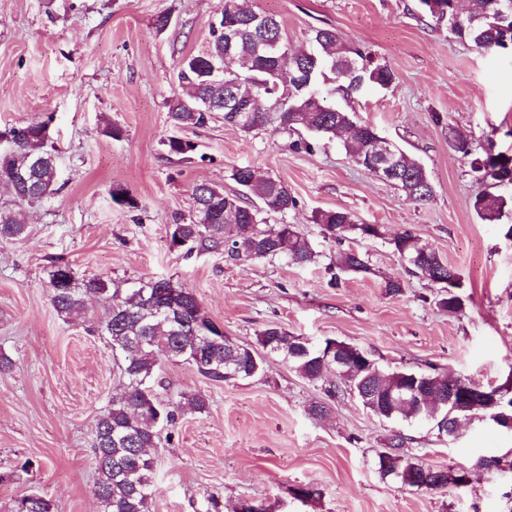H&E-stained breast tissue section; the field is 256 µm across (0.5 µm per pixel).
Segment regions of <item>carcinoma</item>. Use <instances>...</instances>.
I'll return each mask as SVG.
<instances>
[{
	"instance_id": "1",
	"label": "carcinoma",
	"mask_w": 512,
	"mask_h": 512,
	"mask_svg": "<svg viewBox=\"0 0 512 512\" xmlns=\"http://www.w3.org/2000/svg\"><path fill=\"white\" fill-rule=\"evenodd\" d=\"M504 0H420L424 13L436 26L445 25L454 36L476 48L492 52L500 48V16ZM226 7L215 22L209 23L208 49L182 58L178 66L179 85L188 99H176L168 118L175 130L201 128L214 112L224 113V121L245 132L255 129L310 133V139L296 141L293 147L314 151L318 142L338 133L346 134L344 148L351 158L368 154L380 137L367 122L353 120V111L332 101L336 95L350 99L366 87H388L394 80L385 65L360 62L363 55L352 48L333 28L314 30V49L293 53L288 64H279L264 54L261 42L285 40L280 21L255 10L250 0H224ZM239 102L254 108L249 124L232 111ZM49 122H31L11 128L14 149L0 153V184H8L22 173L28 181L14 186L18 204L41 201L57 193V168L53 147L48 144ZM448 141L469 164L484 186L473 202L477 216L488 222L499 219L507 200L492 192L501 185V174H512V155L495 150L492 142L474 143L448 127ZM169 153L186 155L194 145L171 136L164 142ZM401 178L390 182L409 199L424 204L433 196L427 171L417 158L390 143ZM232 179L242 192L227 194L216 185L201 183L193 188L194 211L189 221L169 227L170 245L224 247L231 261L246 259H285L297 265L314 264L319 253L295 224H269L267 216L288 214L298 205L288 184L274 177H260L245 166L233 170ZM253 197L259 204L248 203ZM324 240L337 245L353 238H382L379 224H360L345 210H323L313 216ZM26 232L22 209L0 208V238H20ZM390 244L406 264V271L442 287L440 281L453 279L450 291L440 294L437 304L450 315L465 307L464 283L459 272L434 248L420 243L418 236L404 230ZM333 265L343 274H368L370 267L358 251L336 249ZM55 267L51 275V304L58 314L73 319L86 314L87 300L108 291L100 278H72L59 284ZM172 280L150 279L125 295L112 293V307L98 329L109 336L112 351L122 355L119 365L122 383L97 419L93 452L96 478L94 495L104 512H149L155 459L142 453L156 448L161 431L175 422L176 410L189 404L202 412L206 400L198 394H183L177 402L164 401L157 387L162 385L160 347L169 359L187 363L203 377L217 382L245 379L256 368L264 372V357L250 344L235 347L207 343L218 325L207 316L199 298L189 289L176 287ZM259 344L275 354L309 381L325 379L327 369L320 363L332 344L343 362L336 380L324 384L327 397L350 394L361 400L378 419L386 422L425 421L446 436L454 419L478 414L484 422L512 420V399L491 397L492 389L477 387L471 380L445 373L410 370L384 371L372 354L343 341L327 338L312 344L292 336L278 326L259 334ZM418 388V397L407 393ZM409 438L390 434L388 450L378 454L375 466L383 478L415 487L438 478L434 467L404 451Z\"/></svg>"
}]
</instances>
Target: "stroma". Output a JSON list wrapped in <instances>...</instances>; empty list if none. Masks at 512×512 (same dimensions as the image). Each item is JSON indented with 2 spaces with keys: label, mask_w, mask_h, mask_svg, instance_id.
<instances>
[{
  "label": "stroma",
  "mask_w": 512,
  "mask_h": 512,
  "mask_svg": "<svg viewBox=\"0 0 512 512\" xmlns=\"http://www.w3.org/2000/svg\"><path fill=\"white\" fill-rule=\"evenodd\" d=\"M276 16L289 44L309 47L314 29H336L394 82L351 101L425 166L432 187L423 205L378 180L346 154L341 138L295 149L289 131L245 132L213 113L180 131L195 149L169 154L168 110L180 96L177 64L205 51L208 23L224 0H0V132L49 121L58 191L24 206L27 229L0 238V512L38 494L55 512H103L92 493L97 418L120 382V353L94 326L110 295L90 299L85 317L65 320L50 301V275L69 265L77 278L130 287L167 278L194 291L208 316L234 340L256 344L277 325L313 342L336 338L370 352L387 370L438 371L482 387L512 380V211L480 221L481 184L448 142L449 130L512 154V50L486 53L428 25L419 0H253ZM171 18L158 30L159 15ZM123 131L106 135L108 127ZM251 167L288 184L296 209L272 223L298 225L320 253L317 264L227 262L223 250L171 246L169 225L188 220L201 182L238 189L235 168ZM128 191V207L113 188ZM347 210L379 224L385 238L353 242L370 266L330 286L334 244L312 221L319 210ZM411 230L463 279L465 310L448 315L428 280L407 275L389 242ZM403 279L396 297L389 279ZM162 397L197 393L205 412L178 410L170 442L156 451L150 512H512V434L478 419L456 437L424 422H384L352 396L309 415L320 384L279 358L263 375L215 382L182 362L164 365ZM435 467L500 457L499 469L473 470L468 486L426 493L381 479L377 452L391 431ZM311 485L319 498L292 490Z\"/></svg>",
  "instance_id": "stroma-1"
}]
</instances>
